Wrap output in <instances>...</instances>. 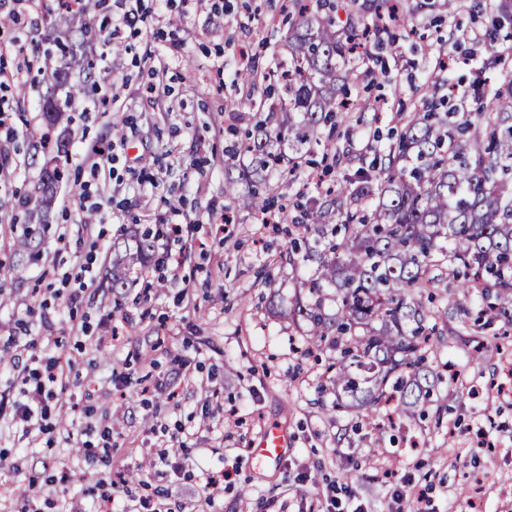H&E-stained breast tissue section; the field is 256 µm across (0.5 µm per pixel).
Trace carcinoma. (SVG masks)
Masks as SVG:
<instances>
[{
    "instance_id": "1",
    "label": "carcinoma",
    "mask_w": 512,
    "mask_h": 512,
    "mask_svg": "<svg viewBox=\"0 0 512 512\" xmlns=\"http://www.w3.org/2000/svg\"><path fill=\"white\" fill-rule=\"evenodd\" d=\"M295 20L285 55L257 79L254 69L235 72L234 82L247 88L243 105L265 112L248 133L250 167L224 181V196L243 199L263 213L271 198L258 184L274 178L288 184L296 159L320 146L324 157L336 156L333 134L323 128L347 109L357 54L353 47L371 23L393 9L395 0H350L359 5L344 26L336 25V0H290ZM493 24L512 25V0H492ZM54 27L63 34L52 83L43 96L41 117L52 129L77 96L97 88L105 77L92 66L84 79L70 82L77 52L98 40L103 26L84 0L81 12L61 13ZM507 48L494 32L484 43L490 63ZM276 91L275 99L254 98L258 82ZM444 84L435 79L427 112L407 117L396 143L383 153L384 167L370 206L355 202L369 196L363 187L340 186L336 195L303 211L295 227L311 238L290 241L288 264L313 269L308 297L291 307L271 302L275 314L304 323L305 335L329 342L336 351L326 386L336 394L334 408L366 411L371 419L379 407L399 399L407 418L436 390L438 376L423 365L420 341L438 331L428 325L438 314L428 309L422 293L435 279L457 283L464 296L478 295L488 322L512 325V79L487 99L473 89L474 112L438 111L445 102ZM54 167L42 168L32 191L0 203L11 224L22 221L7 263L0 273L16 283L30 261L39 259L51 229L49 210L59 162L68 143L55 142ZM341 218L327 224L330 211ZM154 241L150 232L112 243V267L106 287L114 293L133 283L135 266L149 267Z\"/></svg>"
}]
</instances>
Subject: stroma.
<instances>
[{
	"label": "stroma",
	"mask_w": 512,
	"mask_h": 512,
	"mask_svg": "<svg viewBox=\"0 0 512 512\" xmlns=\"http://www.w3.org/2000/svg\"><path fill=\"white\" fill-rule=\"evenodd\" d=\"M284 3L201 0L185 16L180 0H138L147 24L123 34L121 52L107 36L93 46L94 68L117 98L104 108L91 96L75 100L80 116L64 131L69 161L43 260L5 288L0 308V344L19 346L0 365V512H96L97 483L109 474L126 478L116 497L126 512L145 498L158 512H337V482L352 486L350 504L364 512H413V498L393 500L392 473L412 475L434 512H472L475 500L485 512H512V337L498 339L499 324L450 314L434 344L458 379L442 384L423 421L380 430L333 410L335 396L321 386L329 352L304 356L301 330L269 310L271 296L299 286L288 239L225 198L224 177L247 161L227 153L229 128L254 122L236 105L239 52L248 49L255 69L272 64L287 32ZM473 3L405 0L408 26H393L394 44L358 62L351 96L360 107L336 117L335 159L313 148L280 188L287 219L296 202L359 175L376 189L389 134L401 115L425 111L438 59L461 88L482 77L493 90L512 77V55L485 64L492 21L474 17ZM59 12L56 0H0V15L16 19L0 31V202L28 192L48 160L29 158L26 145L44 132L43 52ZM116 124L124 139L113 137ZM106 161L100 185L110 204L88 225L70 187ZM174 206L187 227L169 244L179 267L150 266L118 296L103 290L115 237L166 223ZM59 355L70 362L67 423L53 417L46 430L24 432L13 403L26 372ZM273 426L287 429V454L251 462ZM69 430L86 433L96 461L64 442ZM212 477L220 490L208 503Z\"/></svg>",
	"instance_id": "stroma-1"
}]
</instances>
